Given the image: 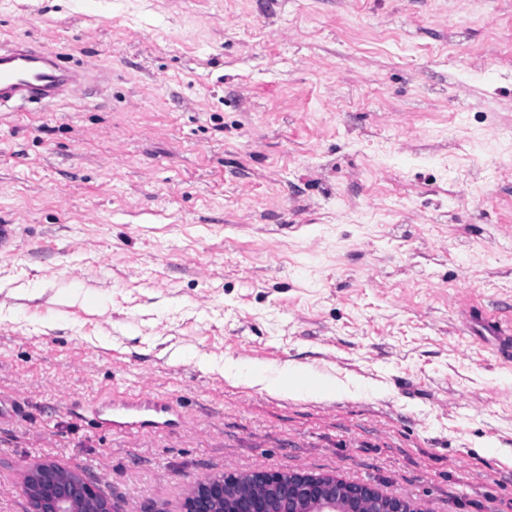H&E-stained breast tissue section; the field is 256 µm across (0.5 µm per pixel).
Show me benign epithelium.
<instances>
[{
    "mask_svg": "<svg viewBox=\"0 0 512 512\" xmlns=\"http://www.w3.org/2000/svg\"><path fill=\"white\" fill-rule=\"evenodd\" d=\"M98 478L41 463L23 472L20 490L29 512H112L97 491ZM185 512H427L409 501L331 476L227 470L200 479Z\"/></svg>",
    "mask_w": 512,
    "mask_h": 512,
    "instance_id": "obj_1",
    "label": "benign epithelium"
}]
</instances>
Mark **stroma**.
<instances>
[{"mask_svg":"<svg viewBox=\"0 0 512 512\" xmlns=\"http://www.w3.org/2000/svg\"><path fill=\"white\" fill-rule=\"evenodd\" d=\"M17 39L92 80L0 112V512L42 462L115 512L227 468L512 512V0H0ZM140 390L180 419L99 424ZM305 375L295 369L286 367L274 380L275 388L285 393H298L306 387Z\"/></svg>","mask_w":512,"mask_h":512,"instance_id":"stroma-1","label":"stroma"}]
</instances>
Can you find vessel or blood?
<instances>
[{
    "mask_svg": "<svg viewBox=\"0 0 512 512\" xmlns=\"http://www.w3.org/2000/svg\"><path fill=\"white\" fill-rule=\"evenodd\" d=\"M88 80L85 69L61 65L56 54L27 40L0 47V108L66 97ZM103 423L114 429L154 428L166 423L177 407L145 394L106 403Z\"/></svg>",
    "mask_w": 512,
    "mask_h": 512,
    "instance_id": "b4317fda",
    "label": "vessel or blood"
}]
</instances>
